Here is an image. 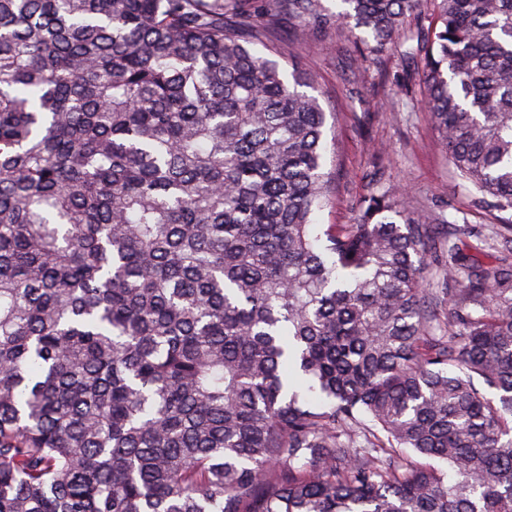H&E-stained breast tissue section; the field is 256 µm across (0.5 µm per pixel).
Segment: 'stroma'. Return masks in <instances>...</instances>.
<instances>
[{
  "instance_id": "35a3bbf8",
  "label": "stroma",
  "mask_w": 512,
  "mask_h": 512,
  "mask_svg": "<svg viewBox=\"0 0 512 512\" xmlns=\"http://www.w3.org/2000/svg\"><path fill=\"white\" fill-rule=\"evenodd\" d=\"M360 35L349 27L324 32L293 20L284 22L274 41L284 61L303 45L300 58L314 78V93L325 111L337 115L327 134L334 189L318 223H354L356 204L368 190L398 185L406 191L408 210L432 211L441 220L491 234L496 210L476 205L461 185L428 116L393 105L401 86L419 91V57L405 59L389 49L354 69L350 60L363 48Z\"/></svg>"
}]
</instances>
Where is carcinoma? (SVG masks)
<instances>
[{"label": "carcinoma", "mask_w": 512, "mask_h": 512, "mask_svg": "<svg viewBox=\"0 0 512 512\" xmlns=\"http://www.w3.org/2000/svg\"><path fill=\"white\" fill-rule=\"evenodd\" d=\"M341 2L0 0V512H512V218L492 265L397 188L322 228L327 113L252 49L416 39L512 211V0Z\"/></svg>", "instance_id": "1"}]
</instances>
